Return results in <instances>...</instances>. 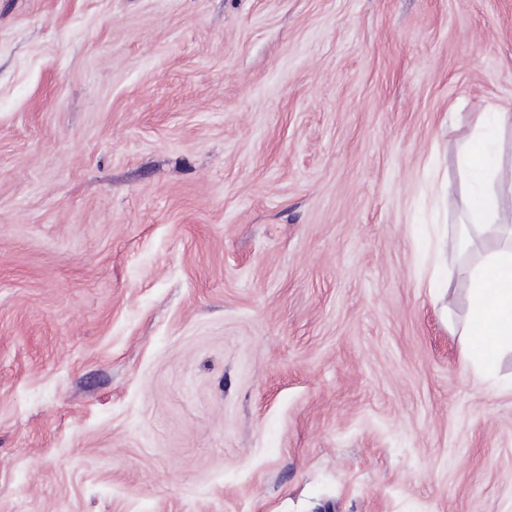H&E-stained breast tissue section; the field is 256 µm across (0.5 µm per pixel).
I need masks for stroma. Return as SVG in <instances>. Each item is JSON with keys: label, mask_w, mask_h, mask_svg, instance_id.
<instances>
[{"label": "stroma", "mask_w": 512, "mask_h": 512, "mask_svg": "<svg viewBox=\"0 0 512 512\" xmlns=\"http://www.w3.org/2000/svg\"><path fill=\"white\" fill-rule=\"evenodd\" d=\"M495 107L512 0H0V512H512ZM512 130V112L485 113L457 143L460 209L468 232L495 238L499 246L478 254L466 268L470 297L469 345L462 368L490 373L512 350V187L505 192L498 143Z\"/></svg>", "instance_id": "1"}]
</instances>
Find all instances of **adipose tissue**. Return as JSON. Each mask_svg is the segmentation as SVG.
Wrapping results in <instances>:
<instances>
[{"label":"adipose tissue","mask_w":512,"mask_h":512,"mask_svg":"<svg viewBox=\"0 0 512 512\" xmlns=\"http://www.w3.org/2000/svg\"><path fill=\"white\" fill-rule=\"evenodd\" d=\"M512 130V111L485 113L457 143L460 209L469 232L498 240L466 268L470 297L462 368L490 373L500 355L512 350V195L504 190L498 143Z\"/></svg>","instance_id":"obj_1"}]
</instances>
